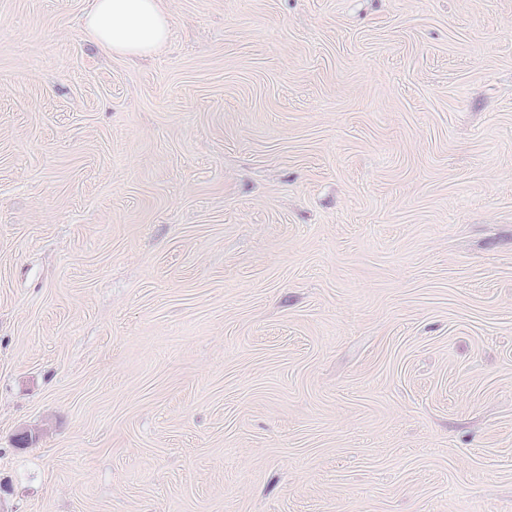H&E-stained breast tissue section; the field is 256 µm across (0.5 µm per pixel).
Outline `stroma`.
I'll list each match as a JSON object with an SVG mask.
<instances>
[{
    "mask_svg": "<svg viewBox=\"0 0 512 512\" xmlns=\"http://www.w3.org/2000/svg\"><path fill=\"white\" fill-rule=\"evenodd\" d=\"M162 6L0 0V512H512V0ZM170 18L161 0H95L85 27L95 42L116 55H146L166 40Z\"/></svg>",
    "mask_w": 512,
    "mask_h": 512,
    "instance_id": "stroma-1",
    "label": "stroma"
}]
</instances>
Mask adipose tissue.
Masks as SVG:
<instances>
[{"label":"adipose tissue","instance_id":"ef3b65f1","mask_svg":"<svg viewBox=\"0 0 512 512\" xmlns=\"http://www.w3.org/2000/svg\"><path fill=\"white\" fill-rule=\"evenodd\" d=\"M85 27L113 54L146 55L166 41L170 18L161 0H94Z\"/></svg>","mask_w":512,"mask_h":512}]
</instances>
